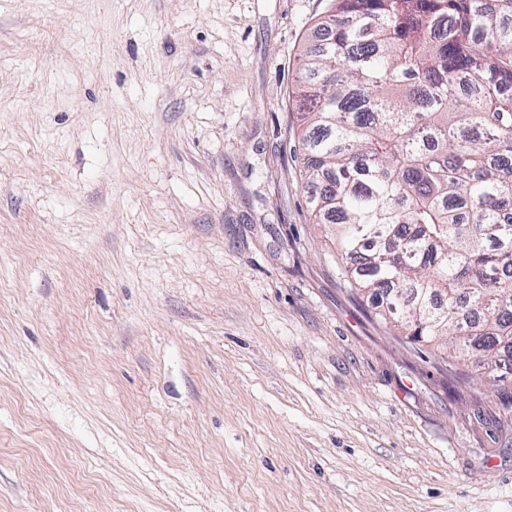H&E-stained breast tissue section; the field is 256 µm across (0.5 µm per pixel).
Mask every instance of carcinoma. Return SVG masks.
I'll list each match as a JSON object with an SVG mask.
<instances>
[{
    "label": "carcinoma",
    "instance_id": "cac0c4a2",
    "mask_svg": "<svg viewBox=\"0 0 512 512\" xmlns=\"http://www.w3.org/2000/svg\"><path fill=\"white\" fill-rule=\"evenodd\" d=\"M300 70L311 215L372 318L512 374V0H338Z\"/></svg>",
    "mask_w": 512,
    "mask_h": 512
}]
</instances>
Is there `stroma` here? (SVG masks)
<instances>
[{"label":"stroma","instance_id":"stroma-1","mask_svg":"<svg viewBox=\"0 0 512 512\" xmlns=\"http://www.w3.org/2000/svg\"><path fill=\"white\" fill-rule=\"evenodd\" d=\"M332 0H0V512H512V375L371 319L307 207Z\"/></svg>","mask_w":512,"mask_h":512}]
</instances>
